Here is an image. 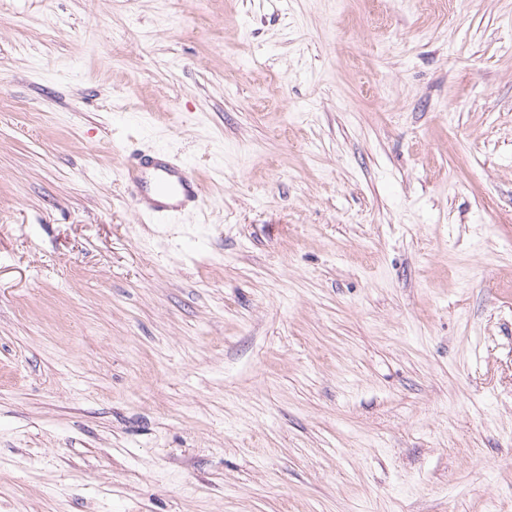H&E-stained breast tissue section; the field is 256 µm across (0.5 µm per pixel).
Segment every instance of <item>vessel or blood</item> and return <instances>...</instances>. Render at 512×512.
I'll list each match as a JSON object with an SVG mask.
<instances>
[{"label":"vessel or blood","instance_id":"b4317fda","mask_svg":"<svg viewBox=\"0 0 512 512\" xmlns=\"http://www.w3.org/2000/svg\"><path fill=\"white\" fill-rule=\"evenodd\" d=\"M123 168L136 208L143 216L173 218L202 206L204 187L200 178L176 158L137 151L126 155Z\"/></svg>","mask_w":512,"mask_h":512}]
</instances>
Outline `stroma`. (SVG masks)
I'll return each mask as SVG.
<instances>
[{
  "label": "stroma",
  "mask_w": 512,
  "mask_h": 512,
  "mask_svg": "<svg viewBox=\"0 0 512 512\" xmlns=\"http://www.w3.org/2000/svg\"><path fill=\"white\" fill-rule=\"evenodd\" d=\"M0 512H512V0H0ZM123 168L142 216L173 218L202 206L204 187L200 178L176 158L131 152L125 155Z\"/></svg>",
  "instance_id": "obj_1"
}]
</instances>
